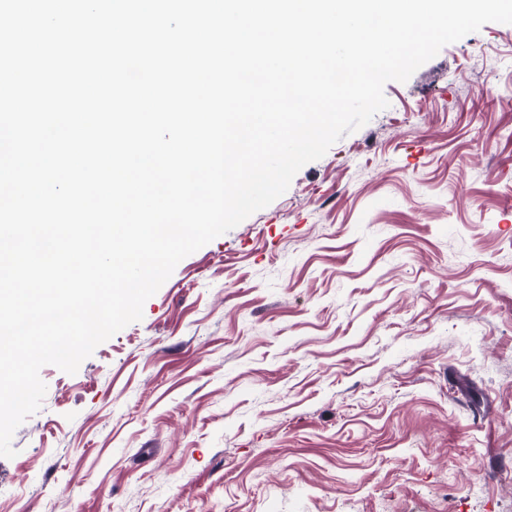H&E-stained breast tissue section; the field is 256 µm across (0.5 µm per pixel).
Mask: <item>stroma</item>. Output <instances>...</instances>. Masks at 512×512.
<instances>
[{
  "mask_svg": "<svg viewBox=\"0 0 512 512\" xmlns=\"http://www.w3.org/2000/svg\"><path fill=\"white\" fill-rule=\"evenodd\" d=\"M182 259L0 457V512H512V24Z\"/></svg>",
  "mask_w": 512,
  "mask_h": 512,
  "instance_id": "obj_1",
  "label": "stroma"
}]
</instances>
